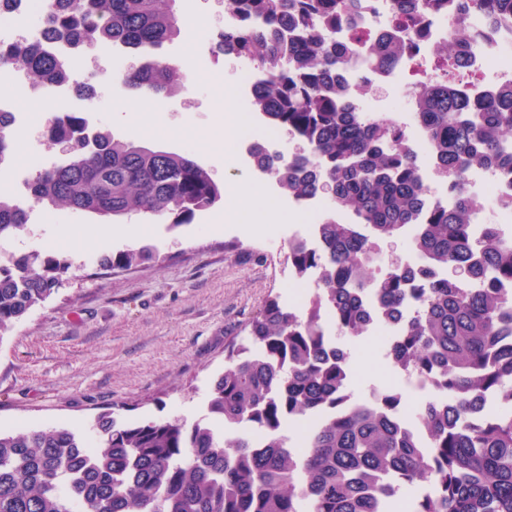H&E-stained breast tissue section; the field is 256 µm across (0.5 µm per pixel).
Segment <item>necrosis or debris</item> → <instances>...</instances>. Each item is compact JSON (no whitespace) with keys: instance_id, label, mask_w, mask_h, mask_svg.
Wrapping results in <instances>:
<instances>
[{"instance_id":"4bbe7bcc","label":"necrosis or debris","mask_w":512,"mask_h":512,"mask_svg":"<svg viewBox=\"0 0 512 512\" xmlns=\"http://www.w3.org/2000/svg\"><path fill=\"white\" fill-rule=\"evenodd\" d=\"M454 26L452 13L444 12L430 15L420 37L415 40L411 53L401 56L395 67L389 71L368 70L362 72V79L377 91L380 100H388L389 92L399 88L412 92L416 81L443 82L453 80L460 90L480 97L490 85L512 82V29L491 30L487 18L480 14L472 15L468 22L472 41H482L492 37L493 46L489 49L472 50L464 67L448 73L432 59L431 47L449 38ZM394 122L407 133L409 143L417 156L422 178L427 186L432 187L438 180L430 148L421 130L413 123L408 112L397 113ZM432 199L452 202L449 192H436Z\"/></svg>"}]
</instances>
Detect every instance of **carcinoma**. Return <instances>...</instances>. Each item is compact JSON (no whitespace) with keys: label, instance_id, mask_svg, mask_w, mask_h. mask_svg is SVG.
<instances>
[{"label":"carcinoma","instance_id":"carcinoma-1","mask_svg":"<svg viewBox=\"0 0 512 512\" xmlns=\"http://www.w3.org/2000/svg\"><path fill=\"white\" fill-rule=\"evenodd\" d=\"M175 0H45L41 32L90 53L99 45L129 49L139 62L117 74L128 89L162 98L185 74L158 56L178 38ZM395 29L372 38L361 30L365 0H226L250 13L249 26L222 31L217 54L255 62L265 77L252 105L266 126L305 150L287 164L252 153L256 167L297 199L333 188L337 209L355 216L317 225L320 253L288 245L305 275L319 267L318 288L303 315L270 300L250 324L247 343L228 346L212 382L206 417L119 422L97 415L87 430L63 425L22 433L0 430V512H391L405 486L429 482L415 512H512V240L496 225L470 234L479 208L466 174L491 164L512 169V84L484 100L451 85L419 84L413 119L425 135L451 204L426 202L427 187L406 135L392 121L367 117L341 68H389L407 50L403 33L441 0H392ZM483 11L512 23V0H460L450 39L437 47L443 66L467 42L469 15ZM347 24L351 42L338 52L325 32ZM19 69L34 83L64 72L38 42L0 46V71ZM47 139L66 161L29 180L39 203L118 222L140 215L186 224L224 197V186L188 155L153 149L91 129L77 116L51 120ZM14 151L0 114V162ZM27 232V212L0 194V237ZM410 239L416 263L396 261L386 275L366 274L373 240ZM154 259L148 247L100 259L123 268ZM71 263L38 252L0 262V333L44 302ZM487 272L489 285L466 287ZM375 293L380 317L400 323L385 356L418 374L436 398L407 417L401 395L376 390V403L350 402L351 366L344 340L369 327L361 297ZM494 392L502 411L485 409ZM310 429L294 450L285 424Z\"/></svg>","mask_w":512,"mask_h":512}]
</instances>
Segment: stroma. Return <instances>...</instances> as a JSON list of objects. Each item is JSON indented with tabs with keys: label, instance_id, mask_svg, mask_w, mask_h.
<instances>
[{
	"label": "stroma",
	"instance_id": "stroma-1",
	"mask_svg": "<svg viewBox=\"0 0 512 512\" xmlns=\"http://www.w3.org/2000/svg\"><path fill=\"white\" fill-rule=\"evenodd\" d=\"M211 42L204 32L164 45L163 58L190 61L201 78L169 94L155 112L141 111L142 96L117 81L111 49L76 58V67L96 72L85 118L115 139L187 154L208 172L223 168L225 180L261 185L278 218L258 235L225 223L218 203L178 226L167 218L131 216L125 221L127 244L87 242L78 229L94 223V216L43 206L26 192L23 182L36 173V157L52 166L63 154L41 136L49 105L27 97L19 83L8 88L26 117L17 129L22 148L7 175L8 187L31 224L26 233L0 238V261L38 251L69 258L72 267L57 292L0 334V428L84 429L104 411L121 421L201 419L211 383L224 370L227 346L247 336L268 299L285 305L295 293L288 240L305 218L289 209L287 193L257 171L247 153V138L263 128L260 118L236 136L231 163L222 164L219 151L224 124L217 105L224 90H238L239 77L255 65L214 57ZM129 245L152 248L154 259L101 268L102 256ZM348 348L355 398L393 388L407 411L431 398V391L404 382L376 336L362 333Z\"/></svg>",
	"mask_w": 512,
	"mask_h": 512
}]
</instances>
